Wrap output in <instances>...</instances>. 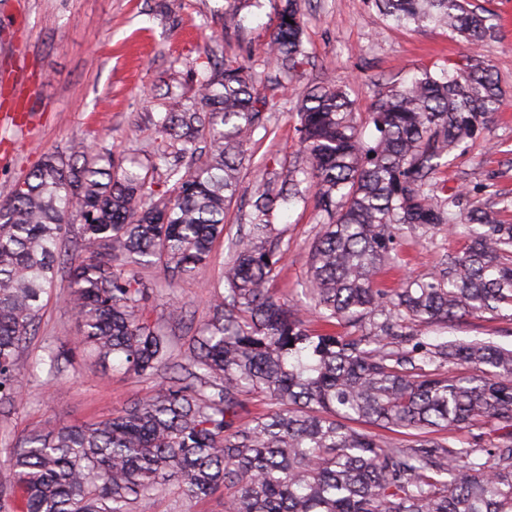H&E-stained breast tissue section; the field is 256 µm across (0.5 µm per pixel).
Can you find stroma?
Listing matches in <instances>:
<instances>
[{"label":"stroma","mask_w":512,"mask_h":512,"mask_svg":"<svg viewBox=\"0 0 512 512\" xmlns=\"http://www.w3.org/2000/svg\"><path fill=\"white\" fill-rule=\"evenodd\" d=\"M493 30L472 47L447 29L403 27L386 21L367 0H304V42L309 53L302 85L333 80L347 87L357 112L370 111L392 87L419 71L476 53L489 65L502 91V105L488 128L468 141L437 182L469 191L472 201L490 206L512 196V0H470ZM277 0H249L239 28L225 29L227 0H0V200L46 153L70 157L75 143L92 153H110L124 165L146 163L163 144L156 126L161 113L195 94L204 74L205 50L250 67L259 85L273 82L266 42L275 23ZM219 42H212L213 33ZM295 95L279 96L268 114V135H255L241 169L239 193L216 242L211 263L165 287L159 269L140 272L156 291L151 319L184 357L209 318L224 284L230 241L244 237L256 186L292 165L299 153L294 126ZM314 200L281 209L277 226L288 253L273 284L277 296L299 299L307 275V252L321 230ZM465 238L440 229L431 238L403 234L396 243L398 266H384L380 287L436 272L447 250L462 251ZM67 270L44 297L35 336L19 353L29 369L20 401L0 414V478L8 472L11 445L47 425H73L122 410L153 394L162 374L136 377L76 358L50 371L48 349L73 347L77 323L67 298ZM178 301L184 319L170 320ZM423 338L492 339L512 345V323L492 316L465 317L421 327Z\"/></svg>","instance_id":"35a3bbf8"}]
</instances>
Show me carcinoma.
I'll list each match as a JSON object with an SVG mask.
<instances>
[{
	"label": "carcinoma",
	"mask_w": 512,
	"mask_h": 512,
	"mask_svg": "<svg viewBox=\"0 0 512 512\" xmlns=\"http://www.w3.org/2000/svg\"><path fill=\"white\" fill-rule=\"evenodd\" d=\"M396 25L443 24L466 42L490 33L468 0H375ZM290 21H285V18ZM308 59L301 0H279L267 65L288 83ZM195 97L160 120L167 149L157 194L146 174L112 159L76 165L53 153L0 202V403L21 399L20 348L34 335L42 298L68 269L78 345L128 373L166 371L154 393L92 422L50 426L13 445L18 512H151L169 485L196 502L222 491L224 512H512V347L492 341L426 342L418 324L485 314L512 321V224L436 173L480 135L499 87L476 55L424 70L380 98L366 141L349 92L330 83L298 96L301 161L280 184H260L249 232L231 248L224 292L182 361L150 322L139 270L158 266L169 286L211 261L238 190L246 146L267 130L270 94L236 59L209 62ZM315 190L324 213L309 248L304 294L324 323L309 329L299 305L271 291L288 252L278 209ZM77 228L82 252L62 249ZM463 227L427 281L390 290L374 276L397 260L396 234ZM352 329L332 332L336 323ZM267 409L253 413L246 396ZM405 431L385 442L375 429ZM468 432L472 445L455 436Z\"/></svg>",
	"instance_id": "carcinoma-1"
}]
</instances>
